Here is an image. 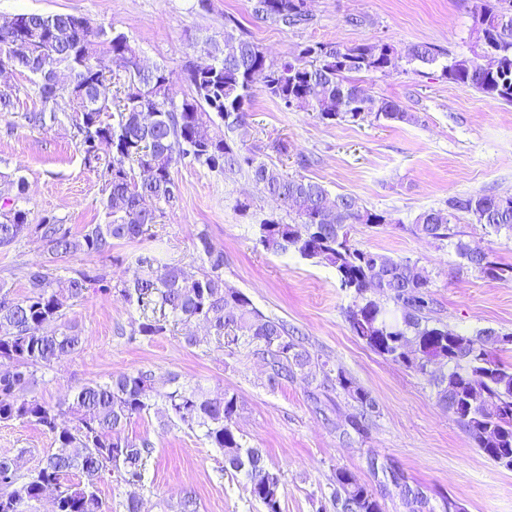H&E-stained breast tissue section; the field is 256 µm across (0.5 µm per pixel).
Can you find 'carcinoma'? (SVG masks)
<instances>
[{
  "label": "carcinoma",
  "mask_w": 512,
  "mask_h": 512,
  "mask_svg": "<svg viewBox=\"0 0 512 512\" xmlns=\"http://www.w3.org/2000/svg\"><path fill=\"white\" fill-rule=\"evenodd\" d=\"M302 3L253 0V13L286 29L305 27L313 15L299 8ZM502 10V0H475L471 6L476 27L492 26L491 43L480 45V51H497L500 73L482 69L474 57L451 61L443 73L462 88L512 104V22L493 25ZM83 20L72 14L17 15L15 36L21 41L13 47L0 37V67L34 77L42 108L25 115L29 125L44 127L61 110L75 114L83 160L95 157L90 168L102 182L106 221L88 224L76 235L53 215L31 224L28 212L14 207L0 213V247L29 237L49 255L62 258L108 252L114 240L152 239L158 216L178 200L172 176L176 167L197 164L222 174L245 171L283 211L255 225L256 241L268 252L292 251L335 269L339 288L353 297L345 313L353 335L377 355L422 375L474 446L488 460L512 470V363L501 357L512 353V339L494 347L489 340L496 332L490 328L474 334L448 328L436 317L430 278L415 274L416 263L359 248L349 240L351 225L378 227L388 223L387 216L348 195L336 196L333 214L323 213L329 192L322 184L258 160L230 137L245 126L247 106L259 88L281 108L314 112L328 123H356L369 116L406 121L408 113L398 103L374 98L355 76L390 73L404 59L433 63L435 48L413 45L403 58L388 43L318 42L275 62L255 41L234 35L238 22L227 14L224 48L213 56L215 69L200 75L186 63L179 79L190 93L178 100L179 79L173 70L160 65L142 70L140 50L127 36L102 25L83 26ZM102 52L112 53L117 75L95 70ZM459 213L474 224L512 235V195L486 193L449 198L446 207L420 213L411 231L424 238L451 239L458 235L451 221ZM198 240L201 265L163 264L155 255L140 254L135 257L136 274L113 286L117 297L139 310L131 335L151 339L171 326L202 322L217 347L231 353L245 348L266 361L270 387L305 374L312 355L302 340L283 321L257 310L245 293L228 287L224 252L203 231ZM455 250L481 278L512 283V264L494 261L485 251L474 252L461 240ZM377 261L383 264L378 288L392 302L390 307L371 303L365 295ZM27 280L28 291L20 298L0 284V423L43 428L55 451L27 477L18 474L16 460L0 457V512H35V503L49 489L56 492L53 512H107L99 484L114 471L126 489L125 512H140L139 490L152 444L118 433L159 401L165 426L200 432L206 443L223 451L224 471L247 478L250 496L264 512H282V476L235 427L240 405L233 393L206 391L176 377L161 390L151 370L136 368L106 383L78 386L57 406L28 396L38 369L82 349L81 332L66 320L67 312L105 282L106 274L74 269L67 288L59 289L50 268L39 265L28 271ZM322 387L353 403L350 429L339 435L342 442L366 435L378 414L371 393L341 367L326 372ZM367 467L382 487L391 477L403 480L406 512H466L462 502L447 496L439 506L431 505L422 487L406 482L403 471L387 457L371 453ZM74 472L83 480L68 481ZM329 500L333 512H384L378 494L343 468L333 474Z\"/></svg>",
  "instance_id": "1"
}]
</instances>
